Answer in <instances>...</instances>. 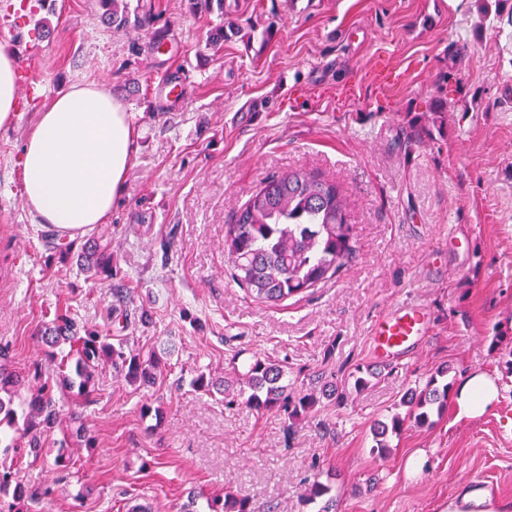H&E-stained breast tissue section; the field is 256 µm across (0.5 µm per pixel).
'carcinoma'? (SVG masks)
I'll return each instance as SVG.
<instances>
[{"label":"carcinoma","instance_id":"cac0c4a2","mask_svg":"<svg viewBox=\"0 0 512 512\" xmlns=\"http://www.w3.org/2000/svg\"><path fill=\"white\" fill-rule=\"evenodd\" d=\"M98 5L101 20L108 26L139 30L154 21L151 11L139 4L132 8L126 0H98ZM347 208L345 191L312 172L295 169L266 178L237 209L224 233V256L232 281L255 300L277 305L335 278L354 253V227L348 222ZM81 260L87 280L93 283L119 275L108 244L89 245ZM41 340L50 348L48 367L36 366L39 384L25 395L22 377L10 368L7 351L0 349V426L15 428L10 447L16 449L39 448L44 436L62 426L73 444L95 447L96 439L77 411H65L66 396L75 391L89 401L99 369L106 365L126 382L141 386L154 384L164 365L157 352H135L122 338L114 340L96 327L77 324L67 310L56 311ZM62 343L69 350L60 357L53 348ZM447 374L441 370L423 388L410 392L404 399L408 417L423 426L432 424L431 408L437 407L440 413L447 405L449 384L438 385V378ZM376 375L358 366L348 378L354 390L360 391ZM190 385L206 395L224 396L228 406L242 397L258 411H282L292 428L314 410L320 398L341 403L346 396V389L338 388L333 376L319 391H294L285 381L283 367L261 356L252 357L241 370L233 368V375L221 380L201 371ZM406 418L397 413L375 424L379 454L389 448L388 435L402 432ZM8 492L14 502L23 504L8 512H35L31 504L37 502L39 493L30 491L11 470H0V494ZM208 508L209 512H254L250 498L231 489L224 498L208 501Z\"/></svg>","mask_w":512,"mask_h":512}]
</instances>
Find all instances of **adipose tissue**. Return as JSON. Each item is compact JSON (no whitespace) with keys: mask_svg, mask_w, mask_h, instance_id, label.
<instances>
[{"mask_svg":"<svg viewBox=\"0 0 512 512\" xmlns=\"http://www.w3.org/2000/svg\"><path fill=\"white\" fill-rule=\"evenodd\" d=\"M16 110L15 57L0 46V128L12 124ZM135 142L133 115L109 88L73 84L41 112L24 142L25 207L73 238L107 223L122 196ZM498 400V379L486 371L460 377L452 391L461 418L479 417ZM444 512H512V500L468 482L456 488Z\"/></svg>","mask_w":512,"mask_h":512,"instance_id":"obj_1","label":"adipose tissue"}]
</instances>
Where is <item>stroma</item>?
Masks as SVG:
<instances>
[{"label": "stroma", "mask_w": 512, "mask_h": 512, "mask_svg": "<svg viewBox=\"0 0 512 512\" xmlns=\"http://www.w3.org/2000/svg\"><path fill=\"white\" fill-rule=\"evenodd\" d=\"M140 3L160 20L135 32L101 25L96 0H0L19 91L0 129V347L29 380L59 306L105 324L110 284L91 287L76 259L55 257V230L22 196L39 112L94 81L127 104L138 138L110 220L75 246L111 244L127 288L113 335L171 354L153 386L100 375L81 407L96 445L71 449L70 471L54 466L56 434L21 454L0 445V467L47 490L40 512H209L228 485L258 512H322L326 499L305 497L316 480L335 512H441L465 480L512 499V25L489 28L497 0H224L222 17L188 0ZM224 19L236 28L211 49ZM297 168L343 187L356 251L335 280L268 305L226 274L224 229L262 179ZM405 301L427 305V336L409 356L376 358L372 323ZM256 353L299 388L359 365L379 376L294 429L191 387ZM441 368L451 384L496 375L499 402L473 419L447 407L374 451V424L405 413L406 392Z\"/></svg>", "instance_id": "obj_1"}]
</instances>
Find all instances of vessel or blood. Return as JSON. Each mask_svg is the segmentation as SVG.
<instances>
[{"instance_id":"b4317fda","label":"vessel or blood","mask_w":512,"mask_h":512,"mask_svg":"<svg viewBox=\"0 0 512 512\" xmlns=\"http://www.w3.org/2000/svg\"><path fill=\"white\" fill-rule=\"evenodd\" d=\"M429 328L427 308L402 304L373 323L371 337L378 356L392 359L413 347Z\"/></svg>"}]
</instances>
